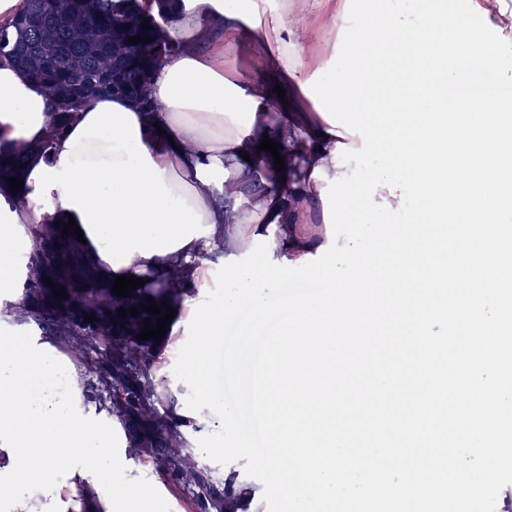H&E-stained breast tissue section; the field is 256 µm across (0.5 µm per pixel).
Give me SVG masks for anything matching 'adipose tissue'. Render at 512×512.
<instances>
[{
    "mask_svg": "<svg viewBox=\"0 0 512 512\" xmlns=\"http://www.w3.org/2000/svg\"><path fill=\"white\" fill-rule=\"evenodd\" d=\"M166 34L182 50L151 79L159 112L145 114L123 98L91 100L49 160L32 162L30 201L71 214L89 252L114 275L181 261L191 267L193 287L206 290L219 230L228 258L247 253L271 227L280 230L279 256L294 262L316 254L328 238L308 227L325 186L313 173L341 176L337 144L358 149L362 140L332 126L303 91L328 62L314 47V29L295 27L288 12H266L259 0L234 11L224 0H182ZM238 36L257 43L284 95L234 69ZM53 111L40 85L0 66V144L40 140ZM266 137L302 172L290 194L259 189L256 167L246 161ZM32 217L0 196V308L18 297L17 231ZM51 350L19 326L0 338V512H68L95 463L66 465L59 449L112 432L86 412L74 379L37 404L23 402L29 383L54 372Z\"/></svg>",
    "mask_w": 512,
    "mask_h": 512,
    "instance_id": "ef3b65f1",
    "label": "adipose tissue"
}]
</instances>
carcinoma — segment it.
I'll return each instance as SVG.
<instances>
[{
    "label": "carcinoma",
    "mask_w": 512,
    "mask_h": 512,
    "mask_svg": "<svg viewBox=\"0 0 512 512\" xmlns=\"http://www.w3.org/2000/svg\"><path fill=\"white\" fill-rule=\"evenodd\" d=\"M181 0H157L158 14L144 7V0H23L19 14L7 25H0V60L10 61L24 75L40 83L52 98L54 119L45 139L36 146L19 141L0 145V181L28 174V156L32 153L49 159L55 140L63 135L84 105L98 97L125 96L145 114L159 110L152 98L149 83L164 60L182 51V46L167 40L164 25L173 21ZM148 19L149 30L141 29ZM137 35L150 42L129 44V55L112 57V40H128ZM55 51L54 61L44 57L47 47ZM45 228L25 225L32 250L25 264L26 275L21 298L6 304L15 321L34 324L43 333L60 340L71 353L86 359L96 355L92 375L76 372L77 379L88 386L99 408L119 421L128 447L149 463L156 455L166 460L163 472L176 484L192 493L191 512H244L246 492L232 475L216 479L194 462V449L180 424L175 421L169 404L165 380L157 377L154 363L162 355L168 336L156 341L135 336H98L93 327L75 319L43 309L37 301L36 256ZM66 239L74 246L82 264L73 266L72 287L66 289V305L78 312L120 315L118 309L137 308V316L150 319L156 328L157 318L164 317L166 307L180 309L191 293L190 267L186 264L149 267L140 275L144 286L131 291L129 297L113 294L114 278L103 273L86 246L73 234ZM161 309L154 315L143 310L147 297Z\"/></svg>",
    "instance_id": "1"
}]
</instances>
